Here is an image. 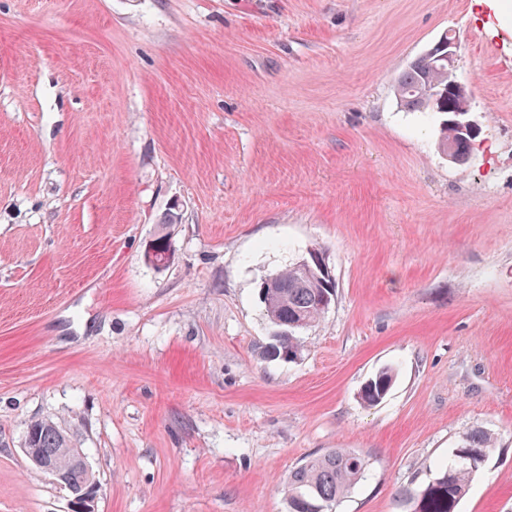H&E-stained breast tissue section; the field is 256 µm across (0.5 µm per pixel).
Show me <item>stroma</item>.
I'll list each match as a JSON object with an SVG mask.
<instances>
[{
  "label": "stroma",
  "instance_id": "1",
  "mask_svg": "<svg viewBox=\"0 0 512 512\" xmlns=\"http://www.w3.org/2000/svg\"><path fill=\"white\" fill-rule=\"evenodd\" d=\"M445 33L473 83L463 166L394 90ZM314 249L335 300L298 359H263L259 285ZM41 419L83 448L97 512H287L329 448L369 461L337 512H404L476 430L496 451L456 512H512V11L0 0V512L69 510L22 451ZM172 246L173 244L169 233L162 228L154 235L153 239L150 240L146 256L153 265L157 267L164 266V264L161 263L163 254ZM395 381V372L391 368H382L361 389V399L368 405L380 403L388 394Z\"/></svg>",
  "mask_w": 512,
  "mask_h": 512
}]
</instances>
